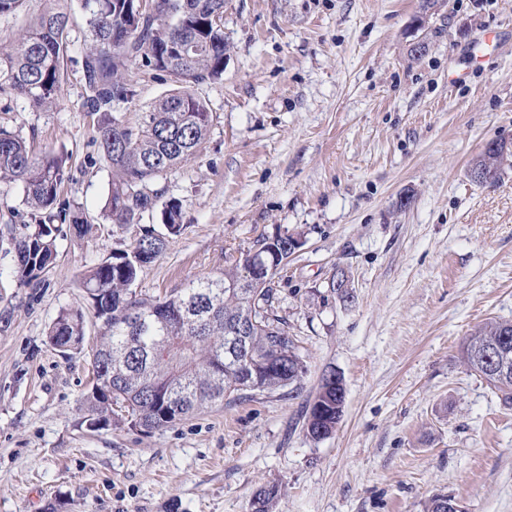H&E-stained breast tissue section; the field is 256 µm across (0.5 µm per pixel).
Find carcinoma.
Instances as JSON below:
<instances>
[{
    "mask_svg": "<svg viewBox=\"0 0 512 512\" xmlns=\"http://www.w3.org/2000/svg\"><path fill=\"white\" fill-rule=\"evenodd\" d=\"M46 8L7 44L0 43V97H20L36 110L56 107L65 80L64 60L73 23V0H45ZM90 32L83 57V108L93 141L112 169L103 206L111 224H139L160 197L155 181L194 158L206 140L211 112L206 101L181 86L151 104L135 124L113 112L116 102L134 99L129 65L178 75L187 83L224 72V0H79ZM473 165L494 185L512 168V147L481 152ZM0 180L19 182L35 222L13 238V278L21 286L38 284L56 256L57 226L69 225L91 238L96 227L80 207L61 202L64 162L51 150L33 154L17 133L0 126ZM164 231L148 230L134 245L93 266L79 279L83 299L99 323V341L90 356L92 374L112 359V391L92 390L83 402V423L91 430L112 422L148 432L262 389L274 393L298 386L307 366L275 310L277 289L268 274H251L241 257L224 271L192 280L163 297L136 294L143 268L157 260L180 236L175 204L162 212ZM86 335L83 309H61L49 328V343L78 351ZM496 346L512 351V323L489 320L463 347L467 367L483 377L505 403L512 402V377L493 378L475 355ZM336 381L320 377L304 414L313 440L322 428L336 429ZM274 486L259 490L253 512H270Z\"/></svg>",
    "mask_w": 512,
    "mask_h": 512,
    "instance_id": "1",
    "label": "carcinoma"
}]
</instances>
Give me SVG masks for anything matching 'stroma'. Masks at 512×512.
Wrapping results in <instances>:
<instances>
[{
  "mask_svg": "<svg viewBox=\"0 0 512 512\" xmlns=\"http://www.w3.org/2000/svg\"><path fill=\"white\" fill-rule=\"evenodd\" d=\"M88 40L76 18L53 111L0 97L1 125L68 154L61 198L98 226L81 239L61 225L53 269L21 287L11 238L31 215L21 184L0 183V512H253L271 486L273 512H424L441 495L512 512V404L462 362L477 327L512 322V170L469 175L488 142L512 141V0H225L224 72L191 88L211 109L207 139L157 179L152 216L121 229L102 217L112 171L82 108ZM130 75L136 96L117 110L133 120L173 85ZM171 203L185 230L137 293L300 235L275 307L308 372L292 394L149 434L88 430L95 321L68 355L48 328L78 305L80 274L161 228ZM341 275L346 299L330 286ZM328 370L345 407L315 442L302 411Z\"/></svg>",
  "mask_w": 512,
  "mask_h": 512,
  "instance_id": "1",
  "label": "stroma"
}]
</instances>
